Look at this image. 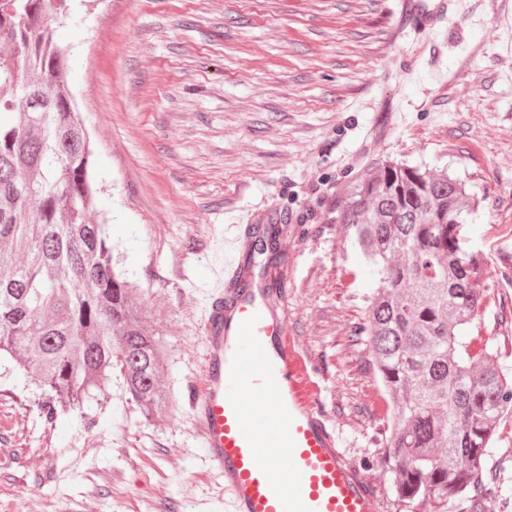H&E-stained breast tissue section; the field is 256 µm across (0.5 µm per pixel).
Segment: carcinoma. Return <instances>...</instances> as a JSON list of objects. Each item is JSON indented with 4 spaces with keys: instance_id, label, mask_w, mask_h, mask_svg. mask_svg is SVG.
Returning a JSON list of instances; mask_svg holds the SVG:
<instances>
[{
    "instance_id": "1",
    "label": "carcinoma",
    "mask_w": 512,
    "mask_h": 512,
    "mask_svg": "<svg viewBox=\"0 0 512 512\" xmlns=\"http://www.w3.org/2000/svg\"><path fill=\"white\" fill-rule=\"evenodd\" d=\"M66 0H0V359L81 410L112 368L148 420L171 408L169 353L152 310L117 271L108 224L90 219V144L65 87L52 24ZM474 210L446 170L381 160L357 174L333 223L378 276L364 332L390 407L382 463L412 512H448L483 476L512 380L467 334L483 305Z\"/></svg>"
}]
</instances>
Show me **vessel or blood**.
Masks as SVG:
<instances>
[{"label":"vessel or blood","mask_w":512,"mask_h":512,"mask_svg":"<svg viewBox=\"0 0 512 512\" xmlns=\"http://www.w3.org/2000/svg\"><path fill=\"white\" fill-rule=\"evenodd\" d=\"M447 0H404L401 24L444 20ZM271 274L236 266L207 325L206 369L189 402L234 512H380L360 467L340 451L315 360L278 315L288 240Z\"/></svg>","instance_id":"obj_1"}]
</instances>
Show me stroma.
<instances>
[{
	"mask_svg": "<svg viewBox=\"0 0 512 512\" xmlns=\"http://www.w3.org/2000/svg\"><path fill=\"white\" fill-rule=\"evenodd\" d=\"M401 0H71L54 32L89 134L97 216L170 349L172 411L145 420L120 374L89 412L45 422L0 362V512H228L186 397L229 242L288 218L281 308L316 360L348 458L381 512H405L379 464L386 421L362 330L372 271L330 219L347 182L390 158L445 169L476 210L461 236L487 286L471 334L512 354V0H455L398 31Z\"/></svg>",
	"mask_w": 512,
	"mask_h": 512,
	"instance_id": "1",
	"label": "stroma"
}]
</instances>
